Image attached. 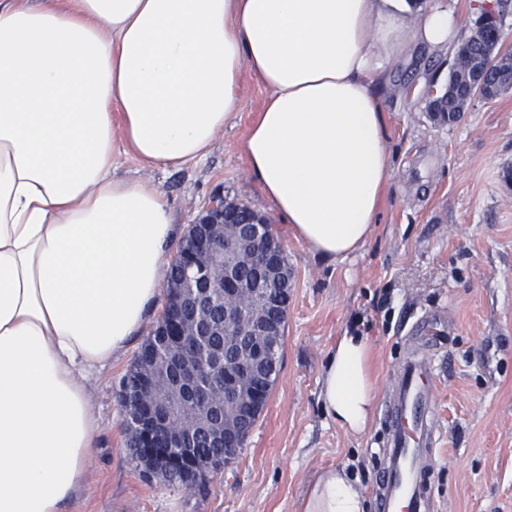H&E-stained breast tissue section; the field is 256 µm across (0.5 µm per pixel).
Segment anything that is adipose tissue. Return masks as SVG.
<instances>
[{
    "label": "adipose tissue",
    "mask_w": 512,
    "mask_h": 512,
    "mask_svg": "<svg viewBox=\"0 0 512 512\" xmlns=\"http://www.w3.org/2000/svg\"><path fill=\"white\" fill-rule=\"evenodd\" d=\"M460 39L453 10L422 0H0V512H65L84 489L88 375L147 323L176 239L160 192L115 177L114 138L182 166L252 75L267 97L250 172L311 250L343 260L391 179V65ZM370 361L344 335L322 371V406L353 433L373 414ZM298 512H365V496L330 467Z\"/></svg>",
    "instance_id": "adipose-tissue-1"
}]
</instances>
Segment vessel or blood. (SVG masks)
I'll use <instances>...</instances> for the list:
<instances>
[{
    "label": "vessel or blood",
    "mask_w": 512,
    "mask_h": 512,
    "mask_svg": "<svg viewBox=\"0 0 512 512\" xmlns=\"http://www.w3.org/2000/svg\"><path fill=\"white\" fill-rule=\"evenodd\" d=\"M439 369L431 358L404 362L384 412L386 465L377 488L378 512H429L424 456L437 447L432 388Z\"/></svg>",
    "instance_id": "obj_1"
}]
</instances>
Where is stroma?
Segmentation results:
<instances>
[{
  "instance_id": "stroma-1",
  "label": "stroma",
  "mask_w": 512,
  "mask_h": 512,
  "mask_svg": "<svg viewBox=\"0 0 512 512\" xmlns=\"http://www.w3.org/2000/svg\"><path fill=\"white\" fill-rule=\"evenodd\" d=\"M453 67V53L422 48L391 67L394 176L374 233L342 261L296 238L249 174L243 145L266 97L254 78L243 76L236 117L188 164L148 166L115 141L118 175L153 184L180 231L217 195L269 217L294 281L282 369L237 455L190 488L144 475L121 404V380L150 334L142 329L90 378L91 480L68 512H297L305 483L333 466L375 500L383 412L424 322L442 362L433 389L440 441L425 484L434 512H512V89L473 101L453 124L433 120L422 91L444 86ZM347 331L367 336L373 351L376 404L361 434L330 421L318 400L323 365Z\"/></svg>"
}]
</instances>
